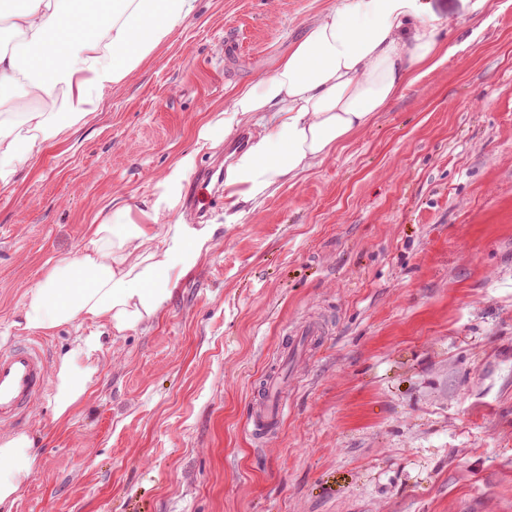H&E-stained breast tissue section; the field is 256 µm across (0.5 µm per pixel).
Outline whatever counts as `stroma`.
I'll return each instance as SVG.
<instances>
[{"label":"stroma","mask_w":512,"mask_h":512,"mask_svg":"<svg viewBox=\"0 0 512 512\" xmlns=\"http://www.w3.org/2000/svg\"><path fill=\"white\" fill-rule=\"evenodd\" d=\"M333 0H199L68 141L0 191V348L112 198H150L235 87ZM343 149L228 224L160 314L110 340L13 512H512V7ZM275 435L246 426L292 332Z\"/></svg>","instance_id":"35a3bbf8"}]
</instances>
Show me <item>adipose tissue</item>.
Masks as SVG:
<instances>
[{
    "label": "adipose tissue",
    "mask_w": 512,
    "mask_h": 512,
    "mask_svg": "<svg viewBox=\"0 0 512 512\" xmlns=\"http://www.w3.org/2000/svg\"><path fill=\"white\" fill-rule=\"evenodd\" d=\"M198 7L199 0H97L78 13L73 0H20L1 12L19 40L0 50V189L85 125ZM449 24L430 0H334L272 75L239 87L199 128L198 149L218 147L242 123L259 128L224 170L232 218L336 152L405 86L441 67L448 47L439 33ZM50 100L63 114L45 109ZM195 158L190 151L173 161L149 201L114 198L91 220L84 245L26 292L25 329L89 326L56 362V423H68L95 391L105 337L156 317L210 241L211 225L174 219ZM34 445L25 432L0 436V512H10L35 473Z\"/></svg>",
    "instance_id": "obj_1"
}]
</instances>
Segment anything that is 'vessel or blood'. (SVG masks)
Returning <instances> with one entry per match:
<instances>
[{
	"label": "vessel or blood",
	"mask_w": 512,
	"mask_h": 512,
	"mask_svg": "<svg viewBox=\"0 0 512 512\" xmlns=\"http://www.w3.org/2000/svg\"><path fill=\"white\" fill-rule=\"evenodd\" d=\"M47 362L38 344L11 345L0 349V425L16 424L32 415V407L47 388ZM288 373L274 372L268 379L264 401L252 417V431L276 430L288 415Z\"/></svg>",
	"instance_id": "vessel-or-blood-1"
}]
</instances>
